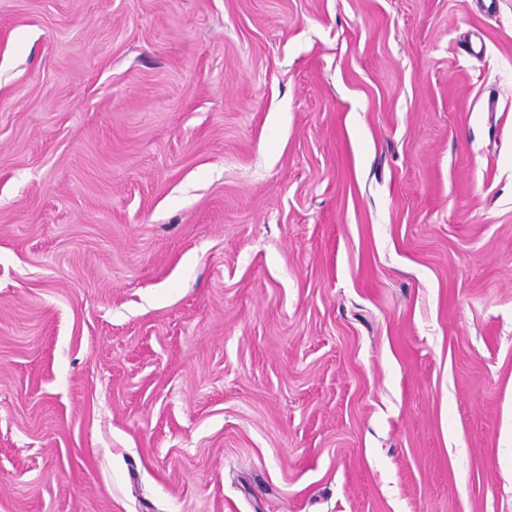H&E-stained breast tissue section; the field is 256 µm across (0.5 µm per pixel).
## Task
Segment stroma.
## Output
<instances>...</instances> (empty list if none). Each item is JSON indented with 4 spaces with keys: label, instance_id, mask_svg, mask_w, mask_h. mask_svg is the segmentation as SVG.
Returning <instances> with one entry per match:
<instances>
[{
    "label": "stroma",
    "instance_id": "stroma-1",
    "mask_svg": "<svg viewBox=\"0 0 512 512\" xmlns=\"http://www.w3.org/2000/svg\"><path fill=\"white\" fill-rule=\"evenodd\" d=\"M0 512H512V0H0Z\"/></svg>",
    "mask_w": 512,
    "mask_h": 512
}]
</instances>
